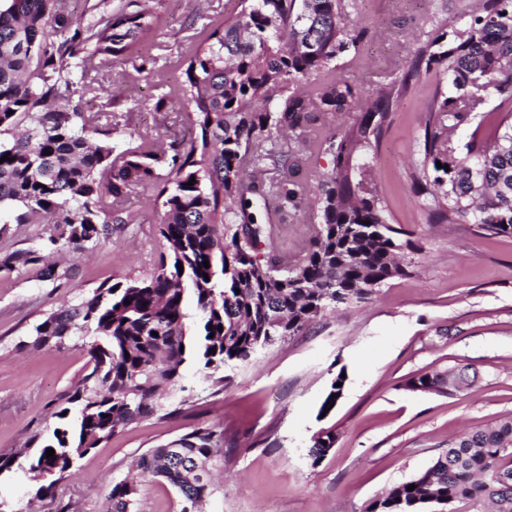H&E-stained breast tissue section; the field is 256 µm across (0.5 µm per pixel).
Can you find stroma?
<instances>
[{
  "instance_id": "1",
  "label": "stroma",
  "mask_w": 512,
  "mask_h": 512,
  "mask_svg": "<svg viewBox=\"0 0 512 512\" xmlns=\"http://www.w3.org/2000/svg\"><path fill=\"white\" fill-rule=\"evenodd\" d=\"M481 0H355L351 27H366L358 51L336 58L337 75L366 96L394 82L419 48L438 33L461 28ZM239 0H161L158 23L142 56L143 72L115 59L98 74L118 99L86 96L120 153L150 132L164 143L190 135L188 110L174 95L186 60L208 24L237 13ZM448 92L443 70L420 72L392 109L370 159L389 224L413 249L404 251L405 276L385 282L364 302L326 312L300 334L228 370L215 390L206 370L183 366L189 407L143 419L80 460L54 497L34 500L27 461L18 450L36 429L52 426L55 402L89 370L90 337L62 349L30 347L47 314L77 304L100 283L141 278L164 250L158 224L164 211L157 187L132 195V212L72 275L43 281L27 266L0 270V454H17L0 475V512H106L112 482L130 475L148 450L200 426L224 434V459L204 512H363L390 487L426 470L457 435L512 418V236L474 224L436 221L433 199L417 188L423 111ZM164 112H156L158 99ZM483 116L458 127V149L492 145L512 100L486 96ZM308 209L287 216L273 233L292 259L307 249ZM466 369L470 382L446 394L411 392L405 382L425 372ZM346 381L327 416L319 410L338 373ZM334 429L336 445L320 462L313 435ZM175 490L144 478L136 512H180Z\"/></svg>"
}]
</instances>
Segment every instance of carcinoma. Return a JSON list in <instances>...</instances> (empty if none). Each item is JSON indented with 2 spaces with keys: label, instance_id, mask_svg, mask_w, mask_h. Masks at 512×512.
<instances>
[{
  "label": "carcinoma",
  "instance_id": "1",
  "mask_svg": "<svg viewBox=\"0 0 512 512\" xmlns=\"http://www.w3.org/2000/svg\"><path fill=\"white\" fill-rule=\"evenodd\" d=\"M243 3L196 46L178 86L195 113L196 135L171 142L170 156L148 134L138 149L115 156L109 132L98 114L83 111L82 97L94 89L91 73L151 37L155 11L140 0H85L91 19L75 24L65 0H0V158H12L0 163V238L11 224H47L37 248L5 254L0 269L36 264L43 251L79 258L112 235L113 225L128 223L118 206L136 189L161 183L165 197L159 234L166 252L149 275L104 282L33 328L35 348L60 350L74 336L93 337L91 370L60 399L54 426L26 442L36 499L54 496L78 459L129 423L164 410L163 392H187L186 362L209 371L222 390L225 368L249 363L325 311L361 302L406 274L396 253L414 244L387 222L366 174L392 107L420 67L444 66L452 87L424 112L421 166L437 187V219L512 234V123L493 145L464 154L450 138L478 105L466 100L512 89V0H483L464 28L427 41L400 79L364 101L359 122L323 143L317 130L359 100L331 68L366 34L347 27L353 2ZM324 143L333 167L315 193L310 162ZM270 170L277 173L272 190L262 178ZM304 204L320 223L293 264L271 228ZM189 300L196 318L190 336ZM464 381L462 374L424 373L405 387L447 394ZM220 441L198 427L143 454L139 475L174 487L181 512H201L223 458ZM335 444L332 430L314 435V461ZM136 495L135 479L113 482L109 512H135ZM430 498L448 512L460 502L472 512H512V418L462 434L364 512H422Z\"/></svg>",
  "mask_w": 512,
  "mask_h": 512
}]
</instances>
